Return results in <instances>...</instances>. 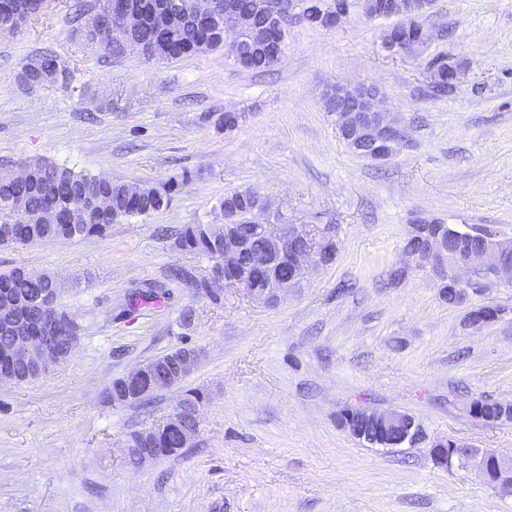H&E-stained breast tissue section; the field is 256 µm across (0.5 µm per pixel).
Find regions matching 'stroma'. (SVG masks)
Wrapping results in <instances>:
<instances>
[{"label":"stroma","mask_w":512,"mask_h":512,"mask_svg":"<svg viewBox=\"0 0 512 512\" xmlns=\"http://www.w3.org/2000/svg\"><path fill=\"white\" fill-rule=\"evenodd\" d=\"M79 7L98 4L49 0L0 37V165L43 159L174 191L166 209L101 236L0 246V270L55 275L79 325L47 374L0 381V512H512V493L476 466L437 465L423 445L373 446L340 424L348 408L402 410L432 440L512 457V420L469 411L485 396L512 403V282L470 277L451 305L404 255L422 218L512 239V0H432L430 37L410 54L385 49L393 20L358 7L332 29L299 21L257 72L225 48L105 57L83 39ZM46 50L62 76L24 85L22 65ZM437 56L459 77L441 96ZM335 83L381 91L405 131L386 159L344 145L325 107ZM227 112L240 116L230 130ZM248 188L337 246L273 306L239 288L216 303L172 279L183 268L205 280L212 262L160 233L223 223L224 196ZM149 286L161 300L136 302ZM484 305L498 320L467 327ZM184 345L200 357L182 387L144 406L106 400L113 379ZM185 388L209 395L192 445L132 462L127 435L166 418Z\"/></svg>","instance_id":"stroma-1"}]
</instances>
